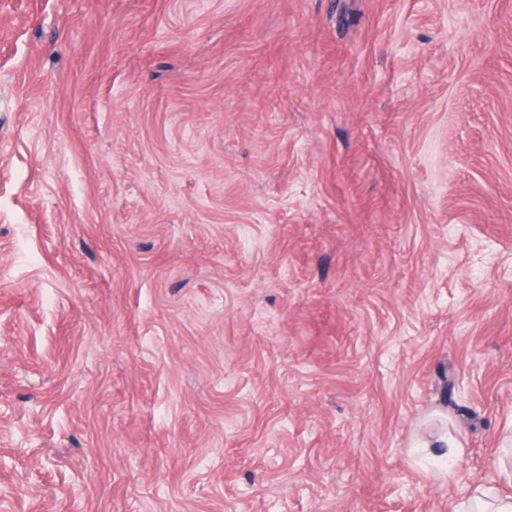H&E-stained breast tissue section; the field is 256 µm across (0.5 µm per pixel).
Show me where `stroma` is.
I'll use <instances>...</instances> for the list:
<instances>
[{"mask_svg": "<svg viewBox=\"0 0 512 512\" xmlns=\"http://www.w3.org/2000/svg\"><path fill=\"white\" fill-rule=\"evenodd\" d=\"M511 432L512 0H0V512H459Z\"/></svg>", "mask_w": 512, "mask_h": 512, "instance_id": "35a3bbf8", "label": "stroma"}]
</instances>
